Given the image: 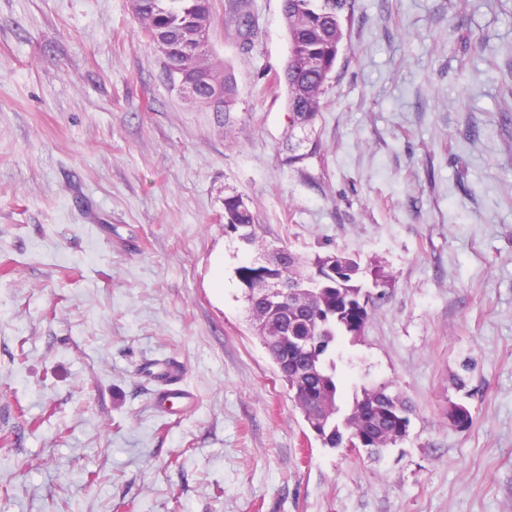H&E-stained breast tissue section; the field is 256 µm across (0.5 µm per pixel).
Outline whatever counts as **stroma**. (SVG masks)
I'll return each mask as SVG.
<instances>
[{
    "mask_svg": "<svg viewBox=\"0 0 512 512\" xmlns=\"http://www.w3.org/2000/svg\"><path fill=\"white\" fill-rule=\"evenodd\" d=\"M251 11L250 52L215 26L216 112L131 0H0V512H512V0H354L303 130L266 89L282 0ZM233 195L268 248L389 278L335 350L343 402L387 382L412 404L381 457L307 437L249 322ZM155 362L192 411L156 409ZM207 84L209 86V101L218 110L220 107H224V103L230 99L231 87L223 73L219 72V75L215 74L213 78L192 76L188 77L183 75L178 81V87L181 91L188 93L192 97L196 98L198 88ZM202 103L209 104L208 93L206 88L199 92V98L197 99Z\"/></svg>",
    "mask_w": 512,
    "mask_h": 512,
    "instance_id": "1",
    "label": "stroma"
}]
</instances>
